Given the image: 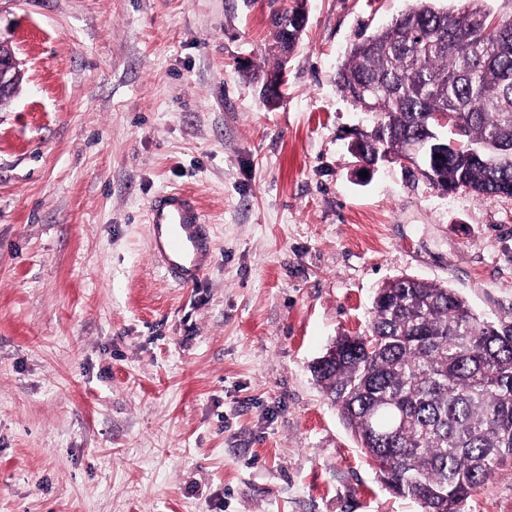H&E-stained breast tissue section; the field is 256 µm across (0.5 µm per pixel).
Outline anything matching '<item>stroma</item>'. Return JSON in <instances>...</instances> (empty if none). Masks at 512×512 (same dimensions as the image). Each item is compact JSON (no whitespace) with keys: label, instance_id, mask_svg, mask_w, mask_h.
Wrapping results in <instances>:
<instances>
[{"label":"stroma","instance_id":"obj_1","mask_svg":"<svg viewBox=\"0 0 512 512\" xmlns=\"http://www.w3.org/2000/svg\"><path fill=\"white\" fill-rule=\"evenodd\" d=\"M307 16L287 61L273 12ZM415 0H0V512H421L311 365L409 275L512 322V197L445 192L336 84ZM284 66L266 105L250 73ZM209 220L205 279L149 249L159 192ZM465 512H512V470ZM4 43L0 41V102L3 99L14 98L15 82L18 75L23 74L20 61L14 49L9 46L8 51L1 49ZM23 77L16 82V93L19 92Z\"/></svg>","mask_w":512,"mask_h":512}]
</instances>
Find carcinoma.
Listing matches in <instances>:
<instances>
[{
	"label": "carcinoma",
	"instance_id": "1",
	"mask_svg": "<svg viewBox=\"0 0 512 512\" xmlns=\"http://www.w3.org/2000/svg\"><path fill=\"white\" fill-rule=\"evenodd\" d=\"M439 9L431 0L353 44L337 86L377 122L352 153L400 159L415 144L440 189L512 196V19L494 28L487 0ZM296 7L274 18L275 42H296ZM452 112L475 162L430 115ZM311 372L380 480L422 512H462L490 476L512 464V322L477 316L453 288L402 276L375 292L367 330L339 336Z\"/></svg>",
	"mask_w": 512,
	"mask_h": 512
}]
</instances>
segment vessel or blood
I'll return each instance as SVG.
<instances>
[{
  "label": "vessel or blood",
  "mask_w": 512,
  "mask_h": 512,
  "mask_svg": "<svg viewBox=\"0 0 512 512\" xmlns=\"http://www.w3.org/2000/svg\"><path fill=\"white\" fill-rule=\"evenodd\" d=\"M148 224L151 247L163 258L168 276L182 284L202 281L210 238L192 195L180 190L157 195L150 206Z\"/></svg>",
  "instance_id": "b4317fda"
}]
</instances>
